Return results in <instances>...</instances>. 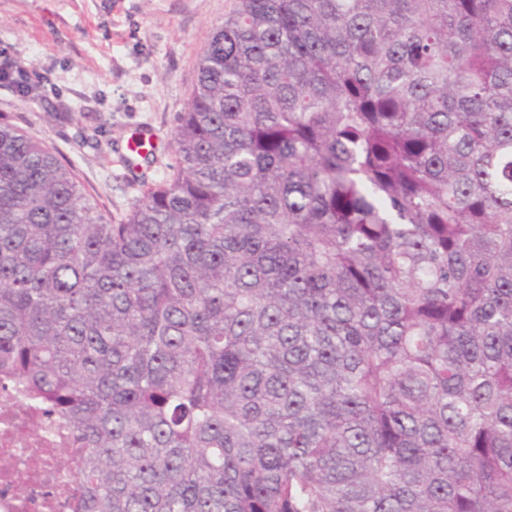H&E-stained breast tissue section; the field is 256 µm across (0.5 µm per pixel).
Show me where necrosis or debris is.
<instances>
[{"label":"necrosis or debris","instance_id":"obj_1","mask_svg":"<svg viewBox=\"0 0 512 512\" xmlns=\"http://www.w3.org/2000/svg\"><path fill=\"white\" fill-rule=\"evenodd\" d=\"M82 458L66 420L0 380V512H71Z\"/></svg>","mask_w":512,"mask_h":512}]
</instances>
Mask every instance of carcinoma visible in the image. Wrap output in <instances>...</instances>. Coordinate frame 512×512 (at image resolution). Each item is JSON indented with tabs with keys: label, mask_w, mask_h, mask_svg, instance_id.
Returning a JSON list of instances; mask_svg holds the SVG:
<instances>
[{
	"label": "carcinoma",
	"mask_w": 512,
	"mask_h": 512,
	"mask_svg": "<svg viewBox=\"0 0 512 512\" xmlns=\"http://www.w3.org/2000/svg\"><path fill=\"white\" fill-rule=\"evenodd\" d=\"M114 222L0 122V374L74 512H512V0H237Z\"/></svg>",
	"instance_id": "carcinoma-1"
}]
</instances>
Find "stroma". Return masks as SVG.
I'll return each mask as SVG.
<instances>
[{
    "label": "stroma",
    "mask_w": 512,
    "mask_h": 512,
    "mask_svg": "<svg viewBox=\"0 0 512 512\" xmlns=\"http://www.w3.org/2000/svg\"><path fill=\"white\" fill-rule=\"evenodd\" d=\"M235 0H0V50L34 68L32 93L0 83V118L42 139L85 193L122 219L176 162V116L201 47ZM139 126L153 156L124 166Z\"/></svg>",
    "instance_id": "35a3bbf8"
}]
</instances>
